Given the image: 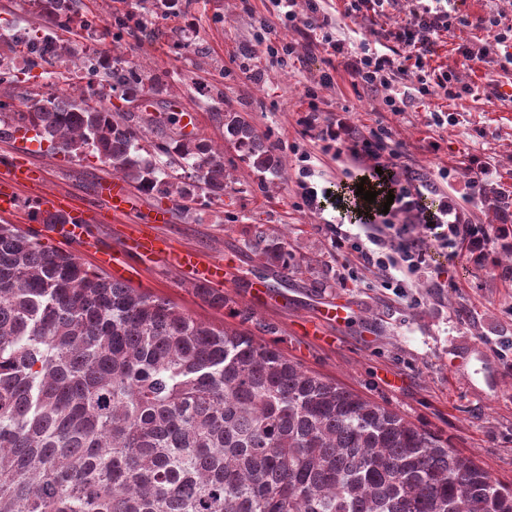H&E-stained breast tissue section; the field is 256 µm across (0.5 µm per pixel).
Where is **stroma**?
Instances as JSON below:
<instances>
[{"mask_svg":"<svg viewBox=\"0 0 512 512\" xmlns=\"http://www.w3.org/2000/svg\"><path fill=\"white\" fill-rule=\"evenodd\" d=\"M138 3L85 0V10L99 22L93 29L77 27L75 43L81 51L93 43L124 51L129 64L165 76L166 92L151 97L155 124L144 145L159 141L164 130L159 118L170 108L188 111L192 132L216 141L223 129L215 113L237 112L271 137L285 171L261 185L248 161L228 144L224 162L235 182L222 198L197 197L196 219L182 217L180 199L146 198L169 209L162 234L232 262L223 288L227 306L211 307L161 262L143 267L133 287L168 299L198 320L275 345L305 369L436 432L493 478L512 485V264L501 259L480 267L464 255H450L426 237L419 217L391 214L358 226L357 246L371 236L393 239L403 226L408 237L429 249L428 266L400 286L378 269L360 266L357 246L339 249L332 243L335 208L326 200L308 206L305 192L339 193L368 178L371 162L347 152L334 156L317 131L299 123L312 107L322 118L342 120L361 141L388 131L400 180L409 172L437 178L439 169L470 155L512 183V105L487 101L483 72L465 68L461 79L476 87L477 95L448 103L434 95L407 111L391 112L381 94L364 88L330 48L283 24L269 0H189L157 25L130 33L111 28L113 14ZM455 6L470 24L442 37L431 66H457L455 44L478 36L473 22L491 8L489 0H455ZM289 43L293 58L272 55V48ZM443 105L452 123L432 125L430 109ZM304 154L311 157L312 175L302 182L298 169ZM25 157L46 170L49 188L79 197L112 172L96 157L67 156L33 139ZM257 224L287 235L298 270L285 275L251 256L244 242ZM258 279L274 286L278 303H255L251 285ZM332 303L351 308L346 325L322 324L319 337L300 332L302 323L316 322L321 307ZM244 308L253 310L252 321L242 320Z\"/></svg>","mask_w":512,"mask_h":512,"instance_id":"stroma-1","label":"stroma"}]
</instances>
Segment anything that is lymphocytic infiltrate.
Returning <instances> with one entry per match:
<instances>
[{
    "label": "lymphocytic infiltrate",
    "instance_id": "f902f5d3",
    "mask_svg": "<svg viewBox=\"0 0 512 512\" xmlns=\"http://www.w3.org/2000/svg\"><path fill=\"white\" fill-rule=\"evenodd\" d=\"M309 14L304 22L308 38L327 45L341 56L347 70L367 89L384 91V104L393 112H403L418 98L437 94L457 100L472 94L461 84L456 70L431 67L428 58L445 33L467 25L448 0H411L410 18L393 21L375 30L373 38L352 40L329 30L319 0H308ZM485 36L477 41L457 44L455 51L462 66L489 67L494 57H503L502 78L490 80L491 95L497 101L512 103V21L492 13L478 21ZM490 163L472 161L465 168V187L469 197L490 198L497 217L495 227L474 223L470 212L452 193L440 190L431 180L406 175V185L390 192L389 165L367 178L365 190L375 192V209L390 207L392 212L410 214L421 210V201L435 196L438 204L425 213L427 237L471 261L486 263L492 253L512 251V186L494 183ZM422 211V210H421Z\"/></svg>",
    "mask_w": 512,
    "mask_h": 512
}]
</instances>
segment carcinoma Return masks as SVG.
Instances as JSON below:
<instances>
[{"label": "carcinoma", "instance_id": "obj_1", "mask_svg": "<svg viewBox=\"0 0 512 512\" xmlns=\"http://www.w3.org/2000/svg\"><path fill=\"white\" fill-rule=\"evenodd\" d=\"M47 22L70 10L42 0ZM123 30L153 15L113 16ZM32 42L74 63V40ZM158 82L112 59V89L135 102ZM19 132L67 155L93 154L150 195L221 198L231 143L262 175L275 145L232 112L224 141L180 133L155 145L181 180L140 153L152 120L81 96L49 94L9 111ZM264 266L297 268L288 239L256 224L245 240ZM194 291L222 308L215 288ZM0 512H512V487L435 433L236 330L100 276L37 235L0 224Z\"/></svg>", "mask_w": 512, "mask_h": 512}]
</instances>
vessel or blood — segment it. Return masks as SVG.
<instances>
[{
    "instance_id": "obj_1",
    "label": "vessel or blood",
    "mask_w": 512,
    "mask_h": 512,
    "mask_svg": "<svg viewBox=\"0 0 512 512\" xmlns=\"http://www.w3.org/2000/svg\"><path fill=\"white\" fill-rule=\"evenodd\" d=\"M44 183L45 175L40 167L10 160L0 164V215L17 214L26 203L42 219L66 215L67 223L50 226L49 234L75 246L82 255L93 257L98 268L117 280L128 278L122 258L132 254L145 262L164 260L185 279L212 288L223 287L227 281L229 273L222 259L177 247L161 233V224L168 221L166 210L155 209L145 220L133 221L132 216L140 207L139 197L123 179L102 177L91 199H81L64 190H45ZM102 213L119 223L120 249L104 248L88 233V224L96 222Z\"/></svg>"
}]
</instances>
